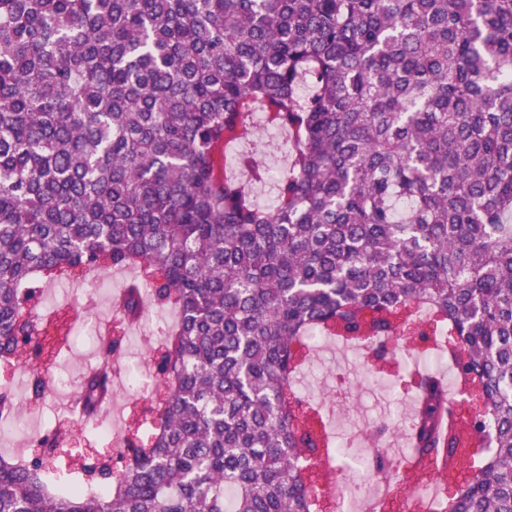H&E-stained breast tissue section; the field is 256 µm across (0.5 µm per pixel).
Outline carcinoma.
I'll use <instances>...</instances> for the list:
<instances>
[{"instance_id": "carcinoma-1", "label": "carcinoma", "mask_w": 512, "mask_h": 512, "mask_svg": "<svg viewBox=\"0 0 512 512\" xmlns=\"http://www.w3.org/2000/svg\"><path fill=\"white\" fill-rule=\"evenodd\" d=\"M305 80L313 92L297 93ZM295 143L278 205L217 170L255 111ZM239 168L261 181L256 153ZM512 0H0V358L31 352L35 284L130 268L178 321L159 350L153 432L112 491L52 490L0 456V512H318L316 445L294 391L314 332L435 336L491 454L439 504L512 512ZM81 377L93 421L112 354ZM423 465L456 448L444 379L416 383ZM19 400L0 389V422ZM72 419L36 439L51 451ZM366 478L405 482L380 449Z\"/></svg>"}]
</instances>
